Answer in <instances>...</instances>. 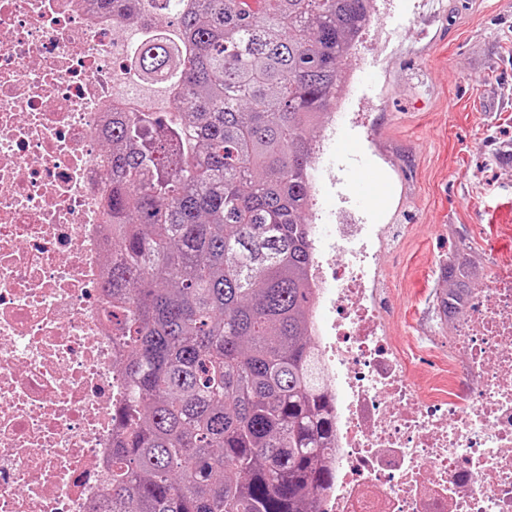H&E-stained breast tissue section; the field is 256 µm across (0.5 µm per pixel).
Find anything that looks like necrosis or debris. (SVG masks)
<instances>
[{"mask_svg":"<svg viewBox=\"0 0 512 512\" xmlns=\"http://www.w3.org/2000/svg\"><path fill=\"white\" fill-rule=\"evenodd\" d=\"M96 0H0V512H98L112 484V42ZM310 331L336 422L318 512H512V267L457 317L448 391L389 346L385 224H310Z\"/></svg>","mask_w":512,"mask_h":512,"instance_id":"necrosis-or-debris-1","label":"necrosis or debris"}]
</instances>
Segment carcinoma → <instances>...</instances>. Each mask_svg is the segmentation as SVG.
<instances>
[{
  "mask_svg": "<svg viewBox=\"0 0 512 512\" xmlns=\"http://www.w3.org/2000/svg\"><path fill=\"white\" fill-rule=\"evenodd\" d=\"M113 79L112 489L100 512H317L334 433L313 372L314 119L375 0H101ZM439 301L460 314L462 265Z\"/></svg>",
  "mask_w": 512,
  "mask_h": 512,
  "instance_id": "obj_1",
  "label": "carcinoma"
}]
</instances>
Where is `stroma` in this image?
<instances>
[{"label":"stroma","mask_w":512,"mask_h":512,"mask_svg":"<svg viewBox=\"0 0 512 512\" xmlns=\"http://www.w3.org/2000/svg\"><path fill=\"white\" fill-rule=\"evenodd\" d=\"M377 0L391 31L368 26L343 74L355 157L340 156L311 215L335 223L341 210L390 224L396 251L381 269L391 285L388 334L422 390L448 379L452 319L441 254L464 251L470 273L512 262V0ZM380 81L365 85L367 70ZM357 165L378 174L381 196L359 201L342 182Z\"/></svg>","instance_id":"1"}]
</instances>
